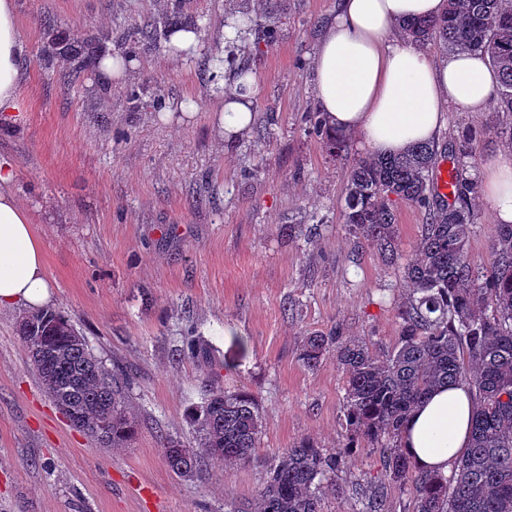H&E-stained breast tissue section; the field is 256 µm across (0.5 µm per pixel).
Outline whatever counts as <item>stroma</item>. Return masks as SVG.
Masks as SVG:
<instances>
[{
    "instance_id": "stroma-1",
    "label": "stroma",
    "mask_w": 512,
    "mask_h": 512,
    "mask_svg": "<svg viewBox=\"0 0 512 512\" xmlns=\"http://www.w3.org/2000/svg\"><path fill=\"white\" fill-rule=\"evenodd\" d=\"M224 2L184 0L202 24L194 61L170 62L163 48L141 54L123 83L91 68L71 85L65 65L44 64L47 41L103 30L120 46L161 19L167 0H17L27 120L0 123V157L14 166L41 243L53 310L105 367L132 373L127 404L138 429L128 447L108 450L70 425L19 342L22 310H1L0 512H225L250 502L283 449L303 438L327 449L345 441L342 376L331 358L304 364L306 337L337 327L380 352L397 341L403 281L342 223L360 151L334 158L304 133L318 108L314 50L338 0H236L276 37L224 55L225 72L244 64L260 82L254 123L230 147L218 138L206 65ZM134 86L144 90L137 102ZM157 92L171 109L193 101L192 119L160 121ZM477 122L478 175L490 160L512 161L501 114L450 110L438 145ZM292 224L305 235L291 237ZM188 336L200 356L182 353ZM216 385L254 396L264 422L258 459L179 476L161 440L194 444L186 412ZM379 457H346L322 488L324 512H360L341 489L377 473Z\"/></svg>"
}]
</instances>
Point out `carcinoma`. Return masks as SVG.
<instances>
[{
	"label": "carcinoma",
	"mask_w": 512,
	"mask_h": 512,
	"mask_svg": "<svg viewBox=\"0 0 512 512\" xmlns=\"http://www.w3.org/2000/svg\"><path fill=\"white\" fill-rule=\"evenodd\" d=\"M172 2L159 26L139 30L140 40L126 56L161 47L175 52L174 31L199 28L196 18L180 12V0ZM400 28L415 42L437 40L451 53L487 56L500 78L490 106L512 117V0H448L446 16L404 21ZM108 43L106 36H76L49 45L44 58L73 62L78 74ZM308 123V134L330 156L347 151L350 138L331 130L323 113H309ZM481 136L473 126L449 150L452 205L435 189L433 174L441 157L435 143L415 144L394 156H361L348 169L345 229L388 263L401 258L398 205L428 215L415 257L402 266L408 293L397 307V343L380 357L365 339L338 330L307 338L302 354L307 366L319 365L328 355L336 358L347 441L331 451L308 439L284 449L253 502L236 512H322V481L336 474L354 449L376 445L383 449L379 479L410 492L409 512H512V224L498 225L488 262L471 258V200L478 184L466 170ZM18 337L45 393L73 426L100 448L128 445L136 424L123 382L64 314L33 312L21 320ZM456 383L470 386L476 397L470 446L456 458L450 475L424 472L400 446L403 425L435 388ZM206 397L208 405L192 406L186 414L196 444L161 442L168 466L183 477L197 473L205 458L227 470L251 462L258 451L263 417L254 398L222 386Z\"/></svg>",
	"instance_id": "cac0c4a2"
}]
</instances>
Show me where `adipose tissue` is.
I'll list each match as a JSON object with an SVG mask.
<instances>
[{
	"mask_svg": "<svg viewBox=\"0 0 512 512\" xmlns=\"http://www.w3.org/2000/svg\"><path fill=\"white\" fill-rule=\"evenodd\" d=\"M447 0H339L313 58V86L328 125L356 136L366 151L389 156L416 143L438 142L450 109L481 111L497 93V77L480 55L440 63L401 35L399 22L437 19ZM22 46L15 0H0V119H24L18 93ZM219 135L249 131L258 77L215 78ZM15 173L0 163V310H39L51 300L41 245L13 189ZM481 182L496 223L512 224V161L488 164ZM475 410L467 385L442 386L410 413L401 445L423 471L447 472L467 448Z\"/></svg>",
	"mask_w": 512,
	"mask_h": 512,
	"instance_id": "1",
	"label": "adipose tissue"
}]
</instances>
